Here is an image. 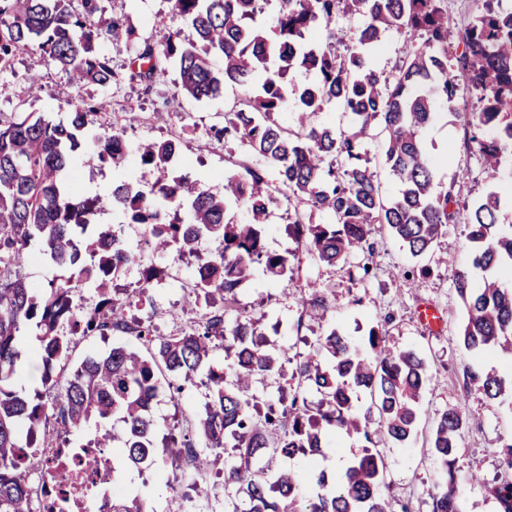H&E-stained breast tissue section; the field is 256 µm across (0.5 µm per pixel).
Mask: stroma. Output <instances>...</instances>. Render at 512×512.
Returning <instances> with one entry per match:
<instances>
[{"instance_id":"1","label":"stroma","mask_w":512,"mask_h":512,"mask_svg":"<svg viewBox=\"0 0 512 512\" xmlns=\"http://www.w3.org/2000/svg\"><path fill=\"white\" fill-rule=\"evenodd\" d=\"M99 5L107 13L127 16L139 41L155 43L166 33L187 27L172 13L169 0H99ZM101 50L115 74L112 85L106 88L88 85L74 89L40 52L17 57L11 69L0 72V121L6 123L30 112L59 118L70 112L73 98L81 96L96 108L93 135L108 136L121 130L134 144L178 139L190 163L175 165L169 176L190 174L218 193L225 174L242 176L254 168L264 172L270 186H277L274 168L246 143L215 134L223 127L224 111L238 96V89L228 87L219 97L196 101L182 94L176 69H169L165 80L157 84L130 79L137 43L116 46L105 42ZM473 103L467 91H458L453 104H439L437 119L425 133L437 180L444 186L453 185L457 210L456 223L448 225L432 252L412 256L386 227L379 226L371 238L369 278L350 279L348 271L314 260L305 241L289 232L296 214L308 213L309 207L298 197L282 195L270 211L264 241L267 250L288 257L291 270L276 280L255 271L239 293L240 313L261 315L271 344L287 348L289 356L308 352L327 328L358 339L375 327L388 345L413 350L427 361L431 381L421 406L417 436L408 446L389 444L382 449L387 465L385 493L394 512L404 505L412 512H432L430 494L439 473L430 439L438 415L452 406L461 407L464 415L456 464L463 512H501L494 489L512 481V469L500 455L502 441L512 436V405L504 399L486 398L471 387L467 377L478 364L484 371L510 378L512 360L490 354L474 362L458 338L464 309L455 282L458 271L470 263L464 220L489 188L504 194L512 191V170L506 168L498 177H490L477 152L464 142V129L453 111ZM69 176L78 193L101 200L97 223L116 230L128 244H136L140 230L123 223L121 213L113 209L112 183L123 178L144 189L153 184L156 173L132 165L115 170L100 162L94 146L88 145L75 153ZM191 262L188 256L178 259L179 276L168 275L155 284L145 303L128 308V317L151 320L161 336L186 329L192 318L205 311L204 304L195 303L187 284ZM315 287L331 300L326 319L319 323L306 318L303 308ZM425 303L435 305L441 313L438 329H429L421 322L418 308ZM205 401L206 390L201 386L187 388L177 399L170 398L168 391H160L152 408L159 434L193 431L195 416ZM474 472L479 474L480 483H471ZM180 474V469L170 466L159 473L130 469L120 475L117 488L125 496H146L151 512H173L178 504L186 512H195L197 496L180 483ZM173 482L178 485L174 491L169 488Z\"/></svg>"}]
</instances>
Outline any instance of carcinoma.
Segmentation results:
<instances>
[{"instance_id":"obj_1","label":"carcinoma","mask_w":512,"mask_h":512,"mask_svg":"<svg viewBox=\"0 0 512 512\" xmlns=\"http://www.w3.org/2000/svg\"><path fill=\"white\" fill-rule=\"evenodd\" d=\"M0 0V71L22 53L38 51L68 76L74 88L109 86L113 72L100 50L106 41L130 42L136 30L122 15H107L97 0ZM189 25V34L170 32L157 46L144 42L131 62V78L160 82L166 63L176 64L183 94L196 101L216 97L225 86L242 92L224 113L219 136H235L275 167L280 192L302 197L310 213H326L329 224L296 214L293 234L303 238L317 261L345 268L370 251L375 225H386L413 256L428 252L455 221L453 191L436 190V174L427 157L425 130L436 119V106L451 103L459 89L476 98L471 112H456L485 168L496 176L512 160V8L503 0H481L480 11L456 33L448 50V16L442 0H279L269 27L254 23L262 0H169ZM360 19L352 49L332 45L336 23ZM388 29L423 37L388 71L368 64L370 51ZM220 57L223 68L214 69ZM313 72L317 81L289 85L290 72ZM348 113L346 128L323 123L319 114L330 103ZM289 108L290 122L275 119ZM94 107L72 103L62 120L28 114L0 124V512H36L24 475L39 467L36 431L55 421L57 437L83 434L93 422L99 430L70 452L97 466L90 448H109L116 437L102 424L122 425L124 453L112 460L121 467L155 461H187L199 497L210 499L211 479L223 478L224 512H391L383 493L386 466L380 444L403 445L414 435L422 394L428 381L425 361L411 350H392L370 329L358 345L332 328L317 337L297 360L295 377L316 391L315 403L297 393L290 400L260 402L253 382L283 374L291 362L286 349H271L260 330L261 317L230 314L238 294L259 266L273 279L286 275L288 258L265 249L262 228L274 201L260 170L249 177L224 176V194L206 190L181 175L154 184L152 196L130 184L112 187V202L131 224L146 232L154 254L193 256L204 267L195 279V296L207 311L178 335L160 336L149 322L131 323V299L112 295V283L139 258L113 230L92 223L97 198L72 192L67 183L70 154L82 145L93 124ZM498 131L492 139L478 136ZM383 134L382 156L398 182L385 200L367 158L374 131ZM98 158L114 167L125 164L122 137L95 138ZM180 143L151 141L139 146L141 165L164 172L176 163ZM502 198L492 188L471 209L466 238L472 267L459 272L456 291L466 310L460 331L463 348L474 356L487 352L512 356V289L498 279L512 267V226L497 223ZM171 205L186 207L189 225L167 220ZM243 207L249 215L237 224L228 213ZM215 240L213 251L200 249ZM38 244L60 271L46 288H34L21 264ZM162 270L148 266L134 297L148 289ZM92 286L98 301L77 314L76 292ZM330 310L327 295L313 290L305 313L322 320ZM33 326L41 360V383L57 385L54 371L68 358L71 337L121 333L146 349L117 345L82 361L55 400L18 386L23 329ZM231 357L230 371L216 361ZM165 376L171 397L189 386L207 390L204 411L196 415L195 435L154 441L151 407ZM469 382L490 399H512V380L472 370ZM366 393L376 406L378 428L369 431L355 401ZM464 425L455 408L440 414L431 448L440 481L431 497L433 512H462L457 495V439ZM364 441L360 455L344 471L316 476L318 490L306 497L294 471L274 465L278 457L313 454L328 447L326 433ZM112 512H149L138 496L112 500Z\"/></svg>"}]
</instances>
